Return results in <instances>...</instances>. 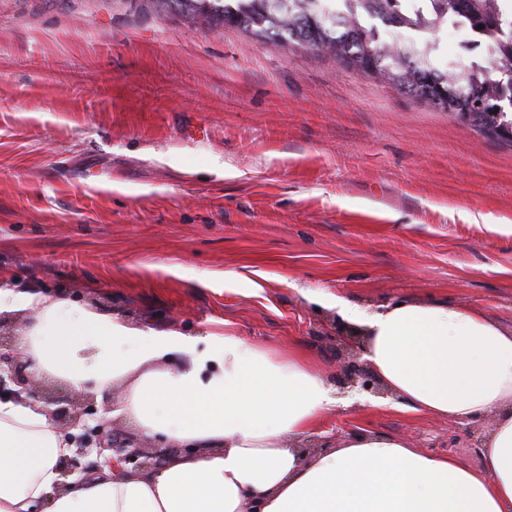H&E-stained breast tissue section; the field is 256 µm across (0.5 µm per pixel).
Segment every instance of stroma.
Masks as SVG:
<instances>
[{
	"label": "stroma",
	"instance_id": "obj_1",
	"mask_svg": "<svg viewBox=\"0 0 512 512\" xmlns=\"http://www.w3.org/2000/svg\"><path fill=\"white\" fill-rule=\"evenodd\" d=\"M499 224L512 145L332 58L154 0H0V286L296 343L338 385L336 313L310 296L439 299L512 328ZM491 424L367 394L315 438L369 430L477 467Z\"/></svg>",
	"mask_w": 512,
	"mask_h": 512
}]
</instances>
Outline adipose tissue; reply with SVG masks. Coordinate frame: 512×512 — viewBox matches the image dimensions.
Instances as JSON below:
<instances>
[{
    "instance_id": "1",
    "label": "adipose tissue",
    "mask_w": 512,
    "mask_h": 512,
    "mask_svg": "<svg viewBox=\"0 0 512 512\" xmlns=\"http://www.w3.org/2000/svg\"><path fill=\"white\" fill-rule=\"evenodd\" d=\"M320 302L362 331L364 360L405 407L459 422L493 417L481 466L365 431L304 459L288 438L314 434L342 399L299 352L226 332L157 331L0 287V314L21 317L32 375L116 393L113 418L174 451L161 468L62 491L67 433L43 403L1 398L0 512H512V329L440 300Z\"/></svg>"
}]
</instances>
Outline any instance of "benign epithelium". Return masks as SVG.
<instances>
[{"instance_id": "benign-epithelium-1", "label": "benign epithelium", "mask_w": 512, "mask_h": 512, "mask_svg": "<svg viewBox=\"0 0 512 512\" xmlns=\"http://www.w3.org/2000/svg\"><path fill=\"white\" fill-rule=\"evenodd\" d=\"M335 346L336 358L342 369L341 385L358 388L377 397L390 396L360 359L363 354L362 337L339 322L336 324ZM18 355V336L9 329L0 328V390L17 396L24 393L52 407L48 415L64 431L81 430L80 434L73 436L79 454H96L102 466L116 474L153 470L168 460L170 454L149 451L137 438L113 439L120 429L118 424L105 417L110 409L97 410L94 397L88 394L70 391L64 397L57 395L50 385L23 371L24 365L19 363Z\"/></svg>"}]
</instances>
